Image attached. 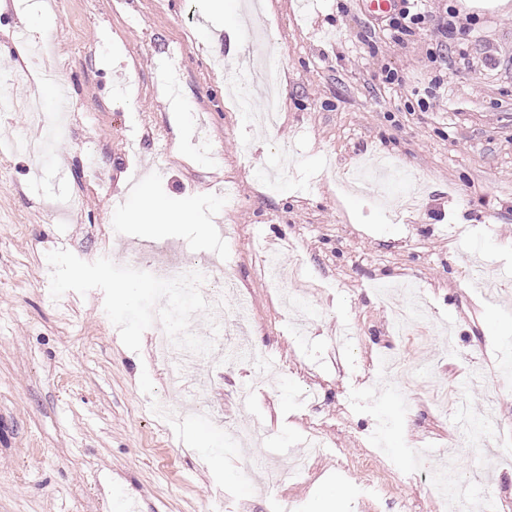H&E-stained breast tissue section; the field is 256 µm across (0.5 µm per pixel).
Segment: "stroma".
<instances>
[{
	"instance_id": "35a3bbf8",
	"label": "stroma",
	"mask_w": 512,
	"mask_h": 512,
	"mask_svg": "<svg viewBox=\"0 0 512 512\" xmlns=\"http://www.w3.org/2000/svg\"><path fill=\"white\" fill-rule=\"evenodd\" d=\"M240 4L0 0V70L19 102L0 117V512H112L116 486L158 512H269L281 497L315 512L330 483L336 512H395L358 501L362 477L342 467L373 447L402 512H445L425 484L438 470L476 499L512 500V442H463L456 419L512 422V0H427L399 41L365 0H257L271 78L288 89L262 133L213 65L247 46L231 31ZM32 13L53 21L50 64L72 102L55 137L52 105L38 119L26 108L39 71L13 40ZM199 119L221 160L192 146ZM44 136L43 157L10 151ZM159 166L169 178L148 191L171 219L113 223L114 200ZM403 182L414 210L399 205ZM106 239L131 257L217 263L251 322L226 338L191 307L187 357L160 360L156 314L189 304L193 284L171 299L147 270L101 256ZM474 263L488 283L467 280ZM406 281L424 312L400 342L388 313L411 303ZM397 355L399 381L376 366ZM206 434L223 463L195 447ZM314 434L326 447L296 474L288 460Z\"/></svg>"
}]
</instances>
